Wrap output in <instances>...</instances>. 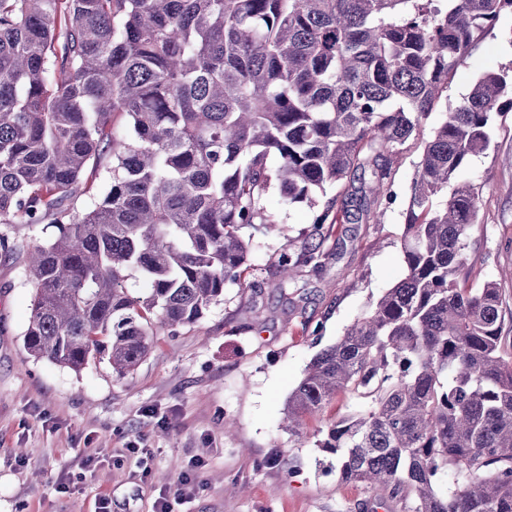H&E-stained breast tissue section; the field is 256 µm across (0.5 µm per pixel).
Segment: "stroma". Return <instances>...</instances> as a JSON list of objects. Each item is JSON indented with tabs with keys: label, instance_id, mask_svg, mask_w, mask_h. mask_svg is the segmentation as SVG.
<instances>
[{
	"label": "stroma",
	"instance_id": "35a3bbf8",
	"mask_svg": "<svg viewBox=\"0 0 512 512\" xmlns=\"http://www.w3.org/2000/svg\"><path fill=\"white\" fill-rule=\"evenodd\" d=\"M512 75V11L503 12L391 165L393 201L377 220L327 225L324 266L278 288L272 267L287 239H303L316 209L263 199L282 235L255 234L243 286H229L196 324L155 329L134 372L108 363L74 371L24 348L35 290L16 256L0 252V512H152L159 496L173 512H403L398 501L341 482L315 445L326 419L367 406L345 391L324 414L304 416L307 438L282 427L289 394L312 359L405 274L400 241L410 188L425 145L487 70ZM512 107L494 113L490 145L458 175L478 192L470 265L460 284L496 281L503 300V351L512 361ZM198 464L190 502L179 476Z\"/></svg>",
	"mask_w": 512,
	"mask_h": 512
}]
</instances>
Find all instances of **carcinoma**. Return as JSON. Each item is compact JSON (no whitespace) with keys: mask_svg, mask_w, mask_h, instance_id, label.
Here are the masks:
<instances>
[{"mask_svg":"<svg viewBox=\"0 0 512 512\" xmlns=\"http://www.w3.org/2000/svg\"><path fill=\"white\" fill-rule=\"evenodd\" d=\"M512 0H0V224H50L26 244L35 296L24 345L74 371L124 377L157 319L193 325L251 267L242 230L280 233L263 206H335L350 224L391 198V156ZM512 91L488 71L425 142L405 218L406 273L310 363L288 433L348 389L365 410L316 447L347 483L406 512H512V364L501 294L460 287L478 193L457 181ZM276 160L270 167L269 159ZM103 193L80 210L95 180ZM441 204L435 198L445 190ZM323 254L287 240L280 283ZM147 291L129 293L132 277ZM453 474V484L440 489Z\"/></svg>","mask_w":512,"mask_h":512,"instance_id":"carcinoma-1","label":"carcinoma"}]
</instances>
